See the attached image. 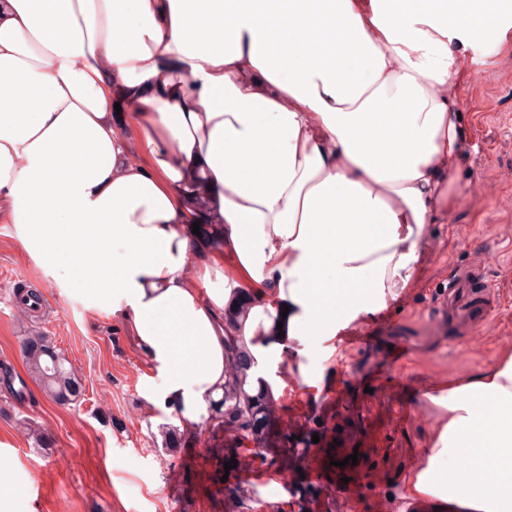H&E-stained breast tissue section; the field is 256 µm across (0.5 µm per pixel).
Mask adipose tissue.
Here are the masks:
<instances>
[{
  "label": "adipose tissue",
  "mask_w": 512,
  "mask_h": 512,
  "mask_svg": "<svg viewBox=\"0 0 512 512\" xmlns=\"http://www.w3.org/2000/svg\"><path fill=\"white\" fill-rule=\"evenodd\" d=\"M511 31L512 0H0V218L121 313L193 427L225 337L253 383L335 335L337 295L370 312L407 284L462 153L461 58ZM437 403L414 491L512 512V353Z\"/></svg>",
  "instance_id": "1"
}]
</instances>
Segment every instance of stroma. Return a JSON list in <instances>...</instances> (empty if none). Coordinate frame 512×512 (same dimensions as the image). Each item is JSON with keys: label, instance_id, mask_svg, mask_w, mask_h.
<instances>
[{"label": "stroma", "instance_id": "35a3bbf8", "mask_svg": "<svg viewBox=\"0 0 512 512\" xmlns=\"http://www.w3.org/2000/svg\"><path fill=\"white\" fill-rule=\"evenodd\" d=\"M477 66L484 74L476 82ZM455 94L464 153L444 184L452 204L425 226L412 278L384 303L390 319L358 311L350 325L369 335L349 345L337 336L291 341L285 360L299 372L301 392L277 401L278 428L290 438L316 435L323 448L338 441L350 455L372 435L357 464L391 481L408 512L439 505L405 491L410 466L426 461L443 423L435 391L512 352V220L503 213L512 204V39L480 64L462 60ZM464 267L480 271L496 299L475 355L456 324L441 338L428 334L439 287ZM19 284L46 298L35 325L82 378L86 392L76 403L49 400L28 378L20 349L27 323L10 303ZM404 340L412 352L400 360L394 347ZM156 376L121 317L91 308L76 286L60 287L23 250L18 225L0 220V445L9 450L0 457V482L10 512H230L223 433L203 423L185 428L178 451L164 452L160 428L178 419L147 396ZM407 403L424 409L427 422L396 418L394 407ZM29 426L51 434L50 453L37 452ZM238 472L250 474V487L274 512H328L323 494L300 499L260 459L240 460Z\"/></svg>", "mask_w": 512, "mask_h": 512}]
</instances>
